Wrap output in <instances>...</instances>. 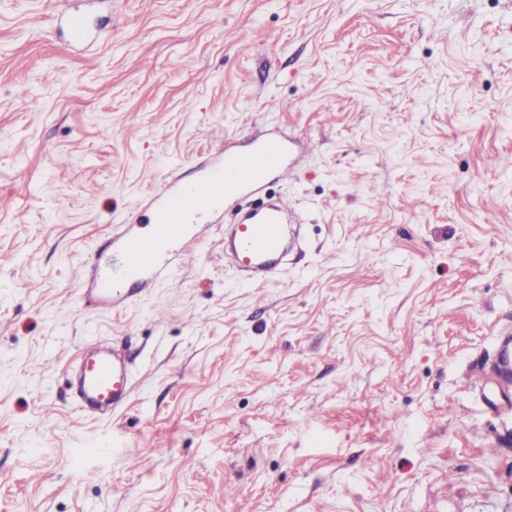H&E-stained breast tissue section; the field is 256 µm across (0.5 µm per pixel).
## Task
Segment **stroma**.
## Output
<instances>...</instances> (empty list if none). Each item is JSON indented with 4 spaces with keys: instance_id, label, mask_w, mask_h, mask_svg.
<instances>
[{
    "instance_id": "35a3bbf8",
    "label": "stroma",
    "mask_w": 512,
    "mask_h": 512,
    "mask_svg": "<svg viewBox=\"0 0 512 512\" xmlns=\"http://www.w3.org/2000/svg\"><path fill=\"white\" fill-rule=\"evenodd\" d=\"M0 0V512H512V0ZM286 135L271 281L200 225L121 303L110 241L224 143ZM116 346L121 412H79ZM87 449L83 461L73 449ZM56 21L66 28L71 42L76 45H83L96 39V34L89 28L81 13L63 11L56 16ZM512 333L507 331L504 336L499 358L493 363V374L501 392L507 393L512 388V353L509 351ZM75 395L83 412L116 414L133 390V372L112 346L83 351L76 365Z\"/></svg>"
}]
</instances>
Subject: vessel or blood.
Instances as JSON below:
<instances>
[{
  "mask_svg": "<svg viewBox=\"0 0 512 512\" xmlns=\"http://www.w3.org/2000/svg\"><path fill=\"white\" fill-rule=\"evenodd\" d=\"M72 43L95 40L84 16L60 12ZM289 143L270 135L254 138L249 148L225 147L221 160L200 168L190 179L176 181L152 207V234L119 236L115 247L122 260V282L149 287L171 274L177 257H188L196 240L194 228L205 216L221 212L243 194L260 191L269 178H288ZM288 202L260 207L224 233V254L251 284L271 280L288 253ZM493 374L501 392L512 390V350L502 349ZM75 395L81 411L117 413L133 390V372L119 351L106 344L83 351L76 365Z\"/></svg>",
  "mask_w": 512,
  "mask_h": 512,
  "instance_id": "vessel-or-blood-1",
  "label": "vessel or blood"
}]
</instances>
